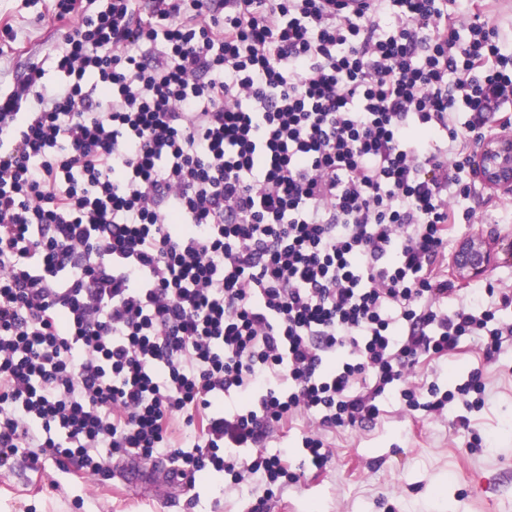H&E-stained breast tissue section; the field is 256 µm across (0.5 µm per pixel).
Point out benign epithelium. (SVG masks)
I'll list each match as a JSON object with an SVG mask.
<instances>
[{
  "label": "benign epithelium",
  "mask_w": 512,
  "mask_h": 512,
  "mask_svg": "<svg viewBox=\"0 0 512 512\" xmlns=\"http://www.w3.org/2000/svg\"><path fill=\"white\" fill-rule=\"evenodd\" d=\"M475 178L490 192L512 193V131L501 129L482 139L471 155ZM497 243L480 235L465 238L452 256L455 277L461 282L483 278L497 259Z\"/></svg>",
  "instance_id": "obj_1"
}]
</instances>
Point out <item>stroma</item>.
<instances>
[{"label": "stroma", "instance_id": "stroma-1", "mask_svg": "<svg viewBox=\"0 0 512 512\" xmlns=\"http://www.w3.org/2000/svg\"><path fill=\"white\" fill-rule=\"evenodd\" d=\"M48 7L47 0H0V18L14 27L13 36L0 33V92L36 62L44 83L56 82L47 57L61 30ZM473 372L486 385L481 410L455 399L439 415L379 399L377 419L325 433V466L305 469L267 500L265 512H512V351L490 362L476 339L465 338L447 356L420 360L407 382L451 391ZM462 414L470 430L455 427ZM265 489L257 476L234 487L213 473L194 489L163 482L152 495L118 478L76 480L51 464L37 473L19 460L0 472V512H253Z\"/></svg>", "mask_w": 512, "mask_h": 512}]
</instances>
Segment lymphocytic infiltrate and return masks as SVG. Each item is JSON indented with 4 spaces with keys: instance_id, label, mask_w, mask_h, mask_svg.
<instances>
[{
    "instance_id": "lymphocytic-infiltrate-1",
    "label": "lymphocytic infiltrate",
    "mask_w": 512,
    "mask_h": 512,
    "mask_svg": "<svg viewBox=\"0 0 512 512\" xmlns=\"http://www.w3.org/2000/svg\"><path fill=\"white\" fill-rule=\"evenodd\" d=\"M52 0L61 81L0 94V468L298 481L266 440L379 416L423 357L512 346V292L449 305L448 239L512 128L480 0ZM236 393L240 405L224 396Z\"/></svg>"
}]
</instances>
